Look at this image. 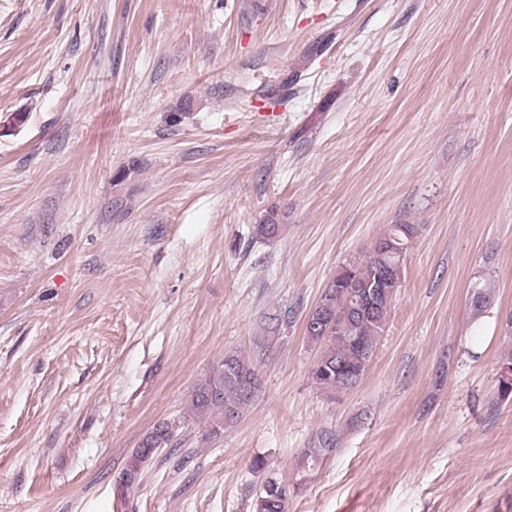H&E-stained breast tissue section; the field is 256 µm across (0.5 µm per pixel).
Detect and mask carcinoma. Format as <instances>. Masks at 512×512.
Wrapping results in <instances>:
<instances>
[{"mask_svg":"<svg viewBox=\"0 0 512 512\" xmlns=\"http://www.w3.org/2000/svg\"><path fill=\"white\" fill-rule=\"evenodd\" d=\"M417 235L414 224H392L379 244L360 262L342 268L320 296L315 317L319 324L305 325L308 341L321 349L310 380L329 399L336 400L352 391L362 380L374 356L377 343L386 329L389 312L402 286L404 260ZM382 282L380 295L369 311L363 305L364 287ZM280 319L272 315L257 337L259 348L267 350L278 344ZM498 399L512 401V353L503 359L499 372ZM263 393V380L257 365L239 352L228 350L224 358L194 389L190 399L193 416L208 424L209 434H221L234 427ZM336 433L323 429L314 447L306 449L297 468L309 469L336 451ZM172 441L167 424L148 433L131 456L122 476L129 487L141 477L145 464ZM264 490L256 496L254 512H288V503L300 490L290 489L275 477L263 482Z\"/></svg>","mask_w":512,"mask_h":512,"instance_id":"carcinoma-1","label":"carcinoma"}]
</instances>
